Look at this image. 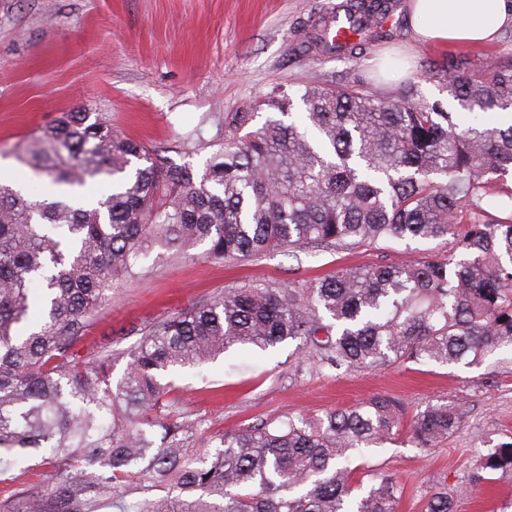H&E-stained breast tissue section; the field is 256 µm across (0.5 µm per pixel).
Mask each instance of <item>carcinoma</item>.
Instances as JSON below:
<instances>
[{"label":"carcinoma","instance_id":"obj_1","mask_svg":"<svg viewBox=\"0 0 512 512\" xmlns=\"http://www.w3.org/2000/svg\"><path fill=\"white\" fill-rule=\"evenodd\" d=\"M396 6L340 0L295 50L352 57L363 46L353 37L379 35ZM431 71L461 119L410 90L308 82L296 118L287 94L258 104L273 115L257 130H246L252 111L225 115L224 143L200 171L116 135L86 105L32 136L19 160L59 198L0 182V512H396L402 487L365 455L398 434L394 399L211 431L169 399L165 378L234 346L286 340L299 341L301 362L346 374L479 365L512 348V190L509 204L487 202L512 173V125L480 123L512 109V59L480 78L452 55ZM91 183L109 191L90 199ZM448 238L447 254L415 264L227 288L150 326L127 351H75L112 288L155 248L189 257L202 245L205 259L242 261ZM461 423L455 403L429 404L409 439L436 448ZM38 456L48 469L15 487L10 472ZM497 474L512 478V443L488 445L470 481ZM424 512H456L455 497L435 491Z\"/></svg>","mask_w":512,"mask_h":512}]
</instances>
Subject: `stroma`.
Returning <instances> with one entry per match:
<instances>
[{
    "mask_svg": "<svg viewBox=\"0 0 512 512\" xmlns=\"http://www.w3.org/2000/svg\"><path fill=\"white\" fill-rule=\"evenodd\" d=\"M335 0H0V175L32 177L17 155L32 134L61 113L91 105L114 132L176 163L202 168L224 137V115L270 92L295 93L305 82L382 87L400 94L414 81L419 96L446 112L458 105L423 73L448 54L470 60L475 74L512 58V27L490 46L451 47L421 41L406 6L392 38H368L353 59L297 55L304 22ZM437 240L378 249L275 253L246 261L190 260L155 249L134 279L99 310L79 353L96 346L125 350L144 328L197 301L247 281L309 282L339 265L413 263L424 253H446ZM294 341L261 350L233 348L199 368L172 375L180 406L208 418L213 428L317 415L374 396L397 399L406 415L448 400L464 413L462 427L439 447L423 450L405 436L372 449L371 462L404 487L398 512H421L433 491H456L457 512H497L512 503V479L481 491L467 488L472 458L487 442L512 441V351L480 365L412 364L341 374L298 364Z\"/></svg>",
    "mask_w": 512,
    "mask_h": 512,
    "instance_id": "1",
    "label": "stroma"
}]
</instances>
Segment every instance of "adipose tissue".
<instances>
[{
	"mask_svg": "<svg viewBox=\"0 0 512 512\" xmlns=\"http://www.w3.org/2000/svg\"><path fill=\"white\" fill-rule=\"evenodd\" d=\"M415 31L430 43L487 44L512 26V0H409Z\"/></svg>",
	"mask_w": 512,
	"mask_h": 512,
	"instance_id": "1",
	"label": "adipose tissue"
}]
</instances>
